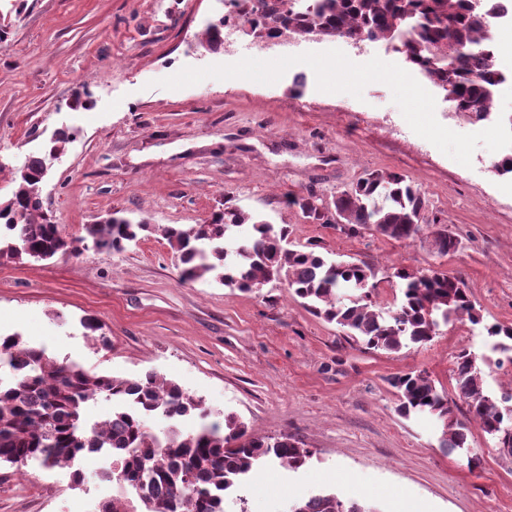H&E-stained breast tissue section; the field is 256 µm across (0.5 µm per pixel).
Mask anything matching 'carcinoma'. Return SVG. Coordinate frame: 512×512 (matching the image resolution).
Segmentation results:
<instances>
[{"label": "carcinoma", "mask_w": 512, "mask_h": 512, "mask_svg": "<svg viewBox=\"0 0 512 512\" xmlns=\"http://www.w3.org/2000/svg\"><path fill=\"white\" fill-rule=\"evenodd\" d=\"M236 22L244 34L261 32L322 37L384 40L454 98L467 116L488 113L503 80L498 49L480 33V16L471 0H315L309 9L295 0H237ZM201 46L224 48V19L211 24ZM69 134L61 132L43 156L30 157L13 172L14 190L0 202V260H45L77 253L85 238L99 251L121 252L153 232V225L112 213L85 227L86 237H71L43 211L39 186L48 163L61 153ZM305 217L320 224L336 214L343 233L369 230L391 240H413L430 229L441 254L456 250L457 240L437 219L425 225L421 216L428 199L412 180L396 172L366 173L330 202L315 194L291 196ZM290 231L238 208L226 207L206 224L167 226L163 236L178 262V280L194 282L207 274L231 290L248 292L281 280L313 315L340 326L347 337L367 350L398 352L431 340L440 325L466 318L480 323L464 282L446 271L416 275L395 272L402 280L400 305L385 309L372 299L376 276L365 262H336L313 250L288 247ZM495 338L492 350L507 354L495 361L512 365V326L487 328ZM479 356L463 348L456 356L454 379L460 409L438 390L425 371L394 376L397 412L408 418L431 414L444 424L442 447L469 448L471 429L495 440L500 458L512 463V382L497 398L484 389ZM10 378L0 382V464L30 460L47 467H66L80 456L106 448L112 455L109 477L132 489L141 507L115 497L99 512H184L189 498L195 512H227L226 496L238 489L263 462L277 461L291 470L313 456L291 435L255 437L235 417L224 425H203L160 439L147 428L154 416L184 417L204 413L202 399L153 372L130 379L101 375L74 362H60L29 345L17 334L0 335V369ZM98 396L112 401V415L92 424L86 404ZM296 512H373L333 492L295 502Z\"/></svg>", "instance_id": "1"}]
</instances>
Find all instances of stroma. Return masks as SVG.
I'll use <instances>...</instances> for the list:
<instances>
[{
  "label": "stroma",
  "instance_id": "1",
  "mask_svg": "<svg viewBox=\"0 0 512 512\" xmlns=\"http://www.w3.org/2000/svg\"><path fill=\"white\" fill-rule=\"evenodd\" d=\"M223 14L224 0H27L21 10L0 0L11 24L0 47V200L12 193V171L64 130L70 138L42 192L54 221L74 236L113 212L157 228L119 253L0 260V334L93 372L176 382L208 408L207 418L178 420L182 431L233 414L250 434L288 433L312 449L298 471L257 469L240 491L246 512H286L319 492L377 512H396L401 500L420 512H512V463L491 438L474 430L483 465L469 469L465 452L442 448L440 421L397 413L389 383L423 370L455 397L457 352L489 354L487 326L512 325V175L492 168L512 147V81L476 121L450 112L440 89L383 40L359 53L310 35L261 51L243 36L206 52L202 34ZM352 58L384 76H356L344 66ZM326 61L339 68L323 80ZM373 170L415 181L457 250L437 253L426 232L413 241L345 234L286 201L333 198ZM227 206L288 226L296 248L371 264L384 307L401 300L395 269L458 275L482 322L373 351L312 315L281 281L250 293L209 276L179 283L161 226L200 224ZM87 317L102 323L108 347L88 336ZM103 465L97 454L72 469L1 465L0 512H99L118 493Z\"/></svg>",
  "mask_w": 512,
  "mask_h": 512
}]
</instances>
